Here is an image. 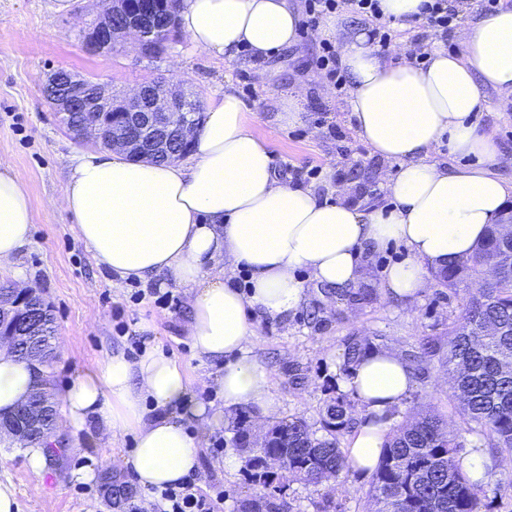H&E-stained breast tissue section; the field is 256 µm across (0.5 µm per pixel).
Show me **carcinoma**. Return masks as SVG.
<instances>
[{
  "mask_svg": "<svg viewBox=\"0 0 512 512\" xmlns=\"http://www.w3.org/2000/svg\"><path fill=\"white\" fill-rule=\"evenodd\" d=\"M434 276L445 288L469 287L461 317L448 327L442 359L460 412L489 435L492 447L512 455V236L490 225L472 256ZM353 423L352 405L336 397L326 404L320 437L299 417L269 424L264 448L248 429L238 430L251 492L237 512H289L284 475L314 486H346L350 465L338 436ZM460 447L461 435L447 430L442 418L415 413L381 449L366 492L368 512H482L481 482L459 466ZM103 497L109 512H132L133 491L107 471Z\"/></svg>",
  "mask_w": 512,
  "mask_h": 512,
  "instance_id": "1",
  "label": "carcinoma"
}]
</instances>
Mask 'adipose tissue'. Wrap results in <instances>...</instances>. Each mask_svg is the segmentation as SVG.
Returning a JSON list of instances; mask_svg holds the SVG:
<instances>
[{
    "label": "adipose tissue",
    "mask_w": 512,
    "mask_h": 512,
    "mask_svg": "<svg viewBox=\"0 0 512 512\" xmlns=\"http://www.w3.org/2000/svg\"><path fill=\"white\" fill-rule=\"evenodd\" d=\"M177 18L192 45L214 58L247 48L266 59L299 39L289 0H178ZM323 29L343 34L350 120L379 157L398 165L384 185L389 206L364 208L349 189L331 197L281 177L247 106L229 90L207 103L187 160L157 164L103 150L71 158L62 206L96 264L121 280L162 277L191 288L189 342L201 364L219 366V400L208 405L197 400L187 367L158 349L132 362L104 357L68 384L71 434L92 421L115 437L133 434L119 465L145 491L144 512H155L151 490L198 469L199 450L226 411L248 406L262 423L278 416L270 372L252 354L257 317L286 319L311 282L357 284L362 254L394 244L404 256L386 269L383 286L415 297L429 287V270L473 253L512 197L497 172L512 160L476 121L487 91L512 95V8L459 29L462 56L434 47L421 67L405 54L386 61L364 28L345 31L330 18ZM443 145L454 164L434 160ZM32 224L20 178L0 163V268L28 244ZM238 269L249 273L248 290L232 281ZM36 382L32 366L0 348V415ZM414 383L395 351H368L347 369L340 386L362 409L346 450L352 469L373 471L392 411Z\"/></svg>",
    "instance_id": "adipose-tissue-1"
}]
</instances>
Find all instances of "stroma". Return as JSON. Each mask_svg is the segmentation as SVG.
<instances>
[{"mask_svg":"<svg viewBox=\"0 0 512 512\" xmlns=\"http://www.w3.org/2000/svg\"><path fill=\"white\" fill-rule=\"evenodd\" d=\"M98 10L97 0H71L66 12L56 11L55 0H0V159L23 181L34 214L31 240L11 266L0 269V285L13 283L14 269H21L51 309L56 338L45 378L54 400H61L71 378L95 367L104 355L121 354L133 361L157 348L191 368L196 398L207 403L216 400L217 391L213 379L199 369L186 336L191 290L167 282L177 299L173 308L156 304L151 294L133 301L142 283L116 281L97 266L78 236L73 216L61 206L69 160L80 145L43 92L47 76L65 68L116 91L131 90L146 80L183 82L204 102L233 90L249 107L251 128L265 140L279 174L289 178L297 169L315 170L308 184L321 192L354 184V200L364 207L388 205L383 185L397 165L381 159L359 136L344 110L343 94L332 87L323 94L308 87L321 41L314 29H301L295 46L262 63L247 51L230 62L209 57L182 33L152 58L127 46L92 55L83 47L81 30ZM291 88L306 91L303 121L283 129L276 121L279 96ZM477 118L480 129L512 156V101L488 92ZM403 255L396 245L363 254L365 275L356 286L310 287L303 304L286 320L257 323L253 353L271 373L280 416L300 417L320 429L325 402L341 393L342 374L332 369L331 354L344 352L352 338L367 339L371 349L407 357L419 354L429 336L447 345L448 326L460 317L468 294L434 281L412 299L385 296L383 271ZM414 378L413 391L393 413L395 423L405 422L414 407L424 406L447 418L449 429L462 432L464 448L487 444V437L468 432L438 360L423 363ZM242 414V409L233 410L214 432L224 440L223 454L209 447L199 453L198 484L223 487L221 512H236L238 500L248 493L242 472L222 466L224 453L236 449ZM52 443L50 466L37 477L20 449L0 441V482L14 490L19 512H108L99 480L77 482L71 473L95 461L120 458L132 448L131 436L112 440L93 424L75 437L61 418ZM368 481V475L350 472L348 491L333 493L290 481L292 512H317L327 494L336 512H365ZM481 498L488 512H512V456L500 455L495 476L482 484Z\"/></svg>","mask_w":512,"mask_h":512,"instance_id":"1","label":"stroma"}]
</instances>
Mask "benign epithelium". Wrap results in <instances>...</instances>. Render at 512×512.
Wrapping results in <instances>:
<instances>
[{
  "mask_svg": "<svg viewBox=\"0 0 512 512\" xmlns=\"http://www.w3.org/2000/svg\"><path fill=\"white\" fill-rule=\"evenodd\" d=\"M156 0H99L100 10L84 27V45L99 53L110 51L118 43L127 41L130 33L137 35L141 53L147 55L158 48L157 28L153 22ZM63 82L60 97L52 101L59 117L81 111L89 118L81 124L78 139L99 144L108 141L114 150H121L135 158H163L170 154L169 146L190 143L197 121L187 109L201 111L196 97L179 85L146 82L118 95L107 86L70 72L49 76L48 87ZM36 292L27 288L9 290L0 295V346L12 348L22 342L41 345V323L29 317L19 319L16 309L31 301ZM54 410L46 400L34 399L18 406L21 427L1 423L0 430L13 439L28 445L30 435L44 438L48 433L49 415Z\"/></svg>",
  "mask_w": 512,
  "mask_h": 512,
  "instance_id": "1",
  "label": "benign epithelium"
}]
</instances>
